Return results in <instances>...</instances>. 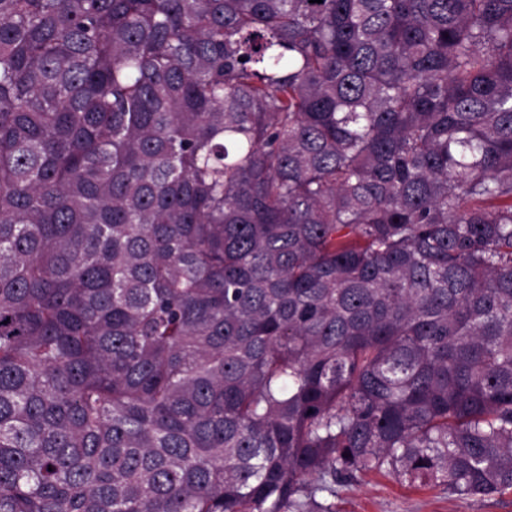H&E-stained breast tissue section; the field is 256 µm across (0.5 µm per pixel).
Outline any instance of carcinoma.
Here are the masks:
<instances>
[{"label":"carcinoma","mask_w":512,"mask_h":512,"mask_svg":"<svg viewBox=\"0 0 512 512\" xmlns=\"http://www.w3.org/2000/svg\"><path fill=\"white\" fill-rule=\"evenodd\" d=\"M512 489V0H0V512Z\"/></svg>","instance_id":"obj_1"}]
</instances>
